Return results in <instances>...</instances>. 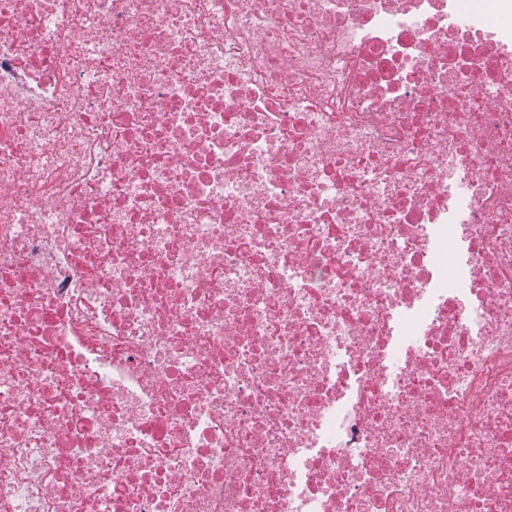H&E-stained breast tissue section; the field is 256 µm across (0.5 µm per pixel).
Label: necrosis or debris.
Masks as SVG:
<instances>
[{"mask_svg": "<svg viewBox=\"0 0 512 512\" xmlns=\"http://www.w3.org/2000/svg\"><path fill=\"white\" fill-rule=\"evenodd\" d=\"M0 512H512V0H0Z\"/></svg>", "mask_w": 512, "mask_h": 512, "instance_id": "necrosis-or-debris-1", "label": "necrosis or debris"}]
</instances>
